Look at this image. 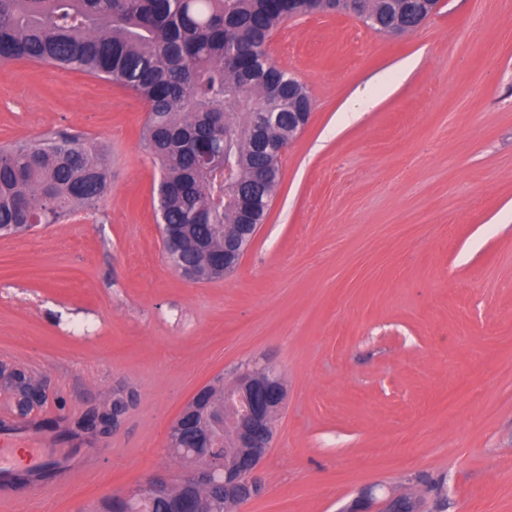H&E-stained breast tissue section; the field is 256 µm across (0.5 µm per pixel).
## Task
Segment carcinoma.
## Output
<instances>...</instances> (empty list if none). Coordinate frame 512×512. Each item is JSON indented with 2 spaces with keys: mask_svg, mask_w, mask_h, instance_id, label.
<instances>
[{
  "mask_svg": "<svg viewBox=\"0 0 512 512\" xmlns=\"http://www.w3.org/2000/svg\"><path fill=\"white\" fill-rule=\"evenodd\" d=\"M293 14L349 11L373 31L408 32L429 18L431 0H0V65L25 61L111 80L148 105L141 131L160 170L162 233L183 237L180 265L195 281L216 279L224 236L242 223L231 197L253 203L249 223H264L279 183V149L297 134L295 112H307V87L269 54L277 27ZM280 112L264 131L274 152L256 150L255 112ZM238 156L235 188L224 187V153ZM111 149L67 133L0 146V233L53 224L106 196ZM0 388L20 401L28 374L0 365ZM124 390L92 412L105 422L126 410ZM189 512H224V487ZM112 512H179L161 495L112 500Z\"/></svg>",
  "mask_w": 512,
  "mask_h": 512,
  "instance_id": "cac0c4a2",
  "label": "carcinoma"
}]
</instances>
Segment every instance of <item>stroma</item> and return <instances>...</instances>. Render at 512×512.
<instances>
[{"label": "stroma", "mask_w": 512, "mask_h": 512, "mask_svg": "<svg viewBox=\"0 0 512 512\" xmlns=\"http://www.w3.org/2000/svg\"><path fill=\"white\" fill-rule=\"evenodd\" d=\"M312 97L267 217L229 277L169 265L159 170L133 91L0 67V143L66 131L112 148L95 209L0 236V363L45 417L133 400L97 474L23 512H76L182 467L172 423L216 376L273 364L288 389L243 512H339L367 486L421 512H512V0H444L396 38L293 17L270 41ZM476 402L450 413L449 393Z\"/></svg>", "instance_id": "obj_1"}]
</instances>
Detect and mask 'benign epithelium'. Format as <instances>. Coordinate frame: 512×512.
I'll return each instance as SVG.
<instances>
[{"label":"benign epithelium","instance_id":"benign-epithelium-1","mask_svg":"<svg viewBox=\"0 0 512 512\" xmlns=\"http://www.w3.org/2000/svg\"><path fill=\"white\" fill-rule=\"evenodd\" d=\"M246 250L241 238L224 239V276L238 268ZM208 394L207 386L196 392L191 400L193 408L180 413L168 440V447L176 448L185 429L192 426L199 429V441L207 451H184L186 466L178 482L171 484L158 475L150 476L140 486L139 496L200 494L220 484L224 486V512H241L245 504L265 493L259 471L273 445V418L287 399L281 374L268 364L247 365L238 370L235 382L224 388V428L230 437L225 452L232 462L224 466L222 474L204 464L211 457L209 449L216 448L215 438L205 431L202 418ZM376 501L375 488L368 487L343 512H372ZM382 503V512H413L412 505L417 503V498L392 494Z\"/></svg>","mask_w":512,"mask_h":512}]
</instances>
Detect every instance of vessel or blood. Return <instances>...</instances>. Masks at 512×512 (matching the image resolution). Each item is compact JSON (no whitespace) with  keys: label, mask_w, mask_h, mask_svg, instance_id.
Masks as SVG:
<instances>
[{"label":"vessel or blood","mask_w":512,"mask_h":512,"mask_svg":"<svg viewBox=\"0 0 512 512\" xmlns=\"http://www.w3.org/2000/svg\"><path fill=\"white\" fill-rule=\"evenodd\" d=\"M27 446L25 462L14 457L17 443ZM97 451L93 448H69L59 445L51 431L27 423L0 432V512H17V505L26 498H52L87 475ZM53 468V477H46V468ZM28 475L27 486H19L18 472Z\"/></svg>","instance_id":"b4317fda"}]
</instances>
